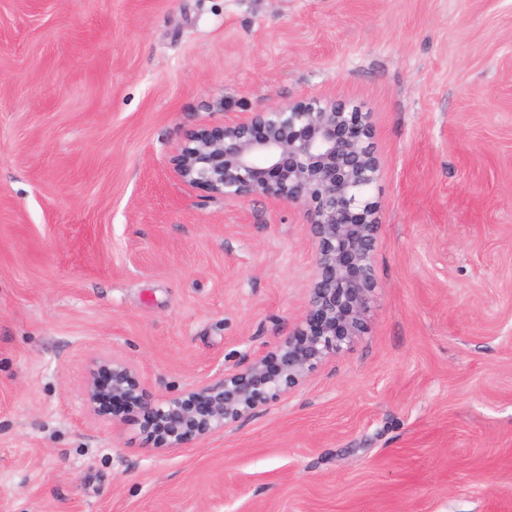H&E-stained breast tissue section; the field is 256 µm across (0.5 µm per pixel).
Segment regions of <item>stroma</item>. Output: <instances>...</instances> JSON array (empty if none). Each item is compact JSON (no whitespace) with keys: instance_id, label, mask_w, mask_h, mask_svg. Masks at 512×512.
Masks as SVG:
<instances>
[{"instance_id":"35a3bbf8","label":"stroma","mask_w":512,"mask_h":512,"mask_svg":"<svg viewBox=\"0 0 512 512\" xmlns=\"http://www.w3.org/2000/svg\"><path fill=\"white\" fill-rule=\"evenodd\" d=\"M368 115L369 329L178 451L87 409L172 396L308 311L302 204L171 158L277 103ZM0 512H512V0H0Z\"/></svg>"}]
</instances>
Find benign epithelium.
I'll use <instances>...</instances> for the list:
<instances>
[{
  "label": "benign epithelium",
  "instance_id": "obj_1",
  "mask_svg": "<svg viewBox=\"0 0 512 512\" xmlns=\"http://www.w3.org/2000/svg\"><path fill=\"white\" fill-rule=\"evenodd\" d=\"M370 135L365 113L321 98L187 135L171 159L183 183L224 198L274 195L308 207L317 253L307 314L274 351L180 395H154L125 360L95 361L84 387L88 406L103 397L126 401L129 408L112 409V423L134 416L156 449L188 448L287 392L363 335L377 287L370 190L380 166Z\"/></svg>",
  "mask_w": 512,
  "mask_h": 512
}]
</instances>
